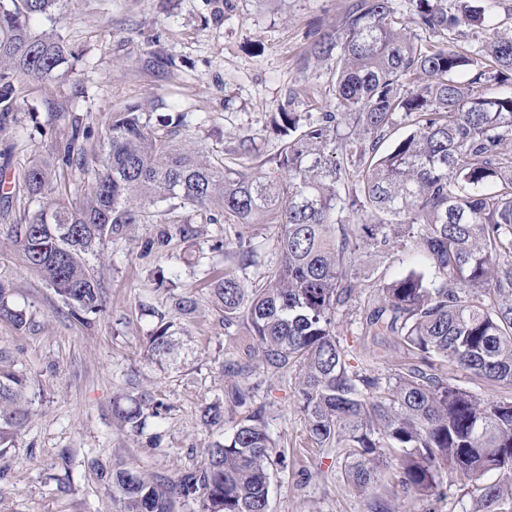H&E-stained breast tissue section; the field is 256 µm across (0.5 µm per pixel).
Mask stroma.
Returning <instances> with one entry per match:
<instances>
[{
  "mask_svg": "<svg viewBox=\"0 0 512 512\" xmlns=\"http://www.w3.org/2000/svg\"><path fill=\"white\" fill-rule=\"evenodd\" d=\"M355 2L65 0L39 25L66 36L73 52L67 73L23 87L11 122L0 129V173L16 176L30 159L62 153L73 120L103 138L109 114L135 102L160 114L186 113L179 138L202 159L220 156L232 168L274 172L284 138L272 115L290 96L303 121L324 112L327 67L306 57L314 32H335ZM245 137L253 145L247 155L237 151ZM40 207L21 185L0 192V278L9 281L10 302L27 318L20 330L0 320V367L27 379L19 399L25 426L0 452V512H120L97 467L174 479L202 466L209 448L231 433L232 420L207 426L201 411L223 403L222 365L243 340L226 335L203 272L232 268L245 282L260 279L276 263L279 228L225 225L223 251L206 252L200 266L187 267L183 256L206 244L219 230L215 225L189 212L201 231L198 239L176 238L147 255L142 245L154 227L134 225L93 261L107 313L88 324L72 317L53 290L13 258L12 225ZM240 236L255 248L253 263L245 266L234 254ZM174 268L198 309L176 320L172 353L151 362L143 356V340L155 319L143 308L168 312L155 275ZM352 270L370 291L413 271L434 277L406 240L383 252L360 248ZM358 309L355 303L341 309L337 338L367 369L388 373V364L361 350ZM296 377L261 369L250 380L276 444L270 512H371L372 497L339 477L335 449L312 443ZM143 394L164 403L166 412L163 420L147 419L135 436L113 419L112 405Z\"/></svg>",
  "mask_w": 512,
  "mask_h": 512,
  "instance_id": "stroma-1",
  "label": "stroma"
}]
</instances>
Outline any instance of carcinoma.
<instances>
[{"mask_svg":"<svg viewBox=\"0 0 512 512\" xmlns=\"http://www.w3.org/2000/svg\"><path fill=\"white\" fill-rule=\"evenodd\" d=\"M65 0H0V121L17 101L19 85L59 76L70 54L63 35L38 30ZM410 23L439 36L461 26L479 29L467 53L444 43L422 45L407 34L391 0H358L333 36L319 33L311 58L330 61L327 94L336 108L303 124L290 96L277 106L288 141L278 171L249 174L202 160L177 140L186 115L152 121L138 103L110 113L105 136L72 124L62 172L41 160L23 170L32 197L53 200L13 225L16 260L39 276L75 318L102 316L106 305L89 257L121 239L133 224L157 231L144 251L169 245L173 234L198 237L183 220L187 207L211 223L261 221L280 227L279 261L246 284L233 269L210 282L220 301L224 332L240 328L246 341L224 362L225 403L204 410L208 424L239 414L231 434L209 450L203 469L173 480H147L131 470L101 469L122 512H174L177 499H200L202 512H270L274 443L263 407L242 386L264 368L296 367L297 399L309 436L334 448L343 479L357 492L377 485L380 467L392 469L414 505L449 485L469 497L463 512H512V395L486 398L443 372L447 364L487 383L512 387V91L484 85L512 76V33L489 25L475 0H412ZM414 76L406 93L401 80ZM402 113L411 130L387 151L379 143ZM344 128L359 157L356 188L340 195L341 167L331 145ZM87 176L84 200L72 198L64 171ZM170 202L164 213L159 202ZM370 224H344V210ZM412 240L435 279L409 273L367 297L362 334L371 356L388 363L390 341L402 349L388 374L359 368L336 337L337 314L360 296L350 271L360 245L388 247ZM0 280V319L20 330L27 320L9 302ZM181 316L196 310L185 293L170 294ZM174 323L159 317L144 353L158 359L172 348ZM23 379L0 370V442L21 431L17 399ZM166 407L146 396L115 404L121 426L139 434L145 419ZM491 473L493 482L485 481Z\"/></svg>","mask_w":512,"mask_h":512,"instance_id":"1","label":"carcinoma"}]
</instances>
